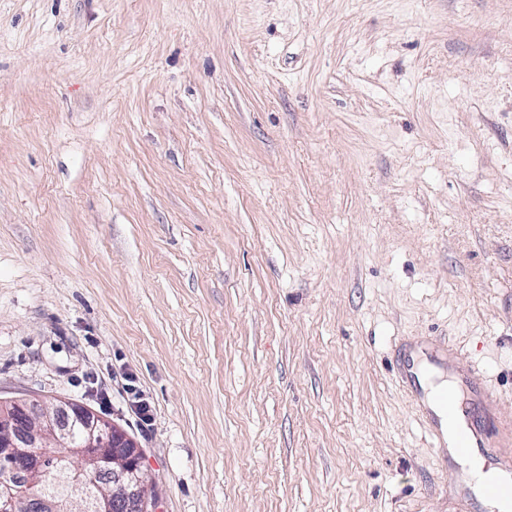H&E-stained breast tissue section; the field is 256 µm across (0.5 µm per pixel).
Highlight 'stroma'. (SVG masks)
<instances>
[{
    "mask_svg": "<svg viewBox=\"0 0 512 512\" xmlns=\"http://www.w3.org/2000/svg\"><path fill=\"white\" fill-rule=\"evenodd\" d=\"M439 337L512 428V0H0V402L157 512H490L396 370ZM19 408V417L12 409L1 412L0 406V458L22 457L32 461L31 473H36L50 445L64 450V454L80 461V469L72 478L61 472L65 481L73 483L72 498L81 503L78 512H112L118 505L122 512H148L150 499L141 465L140 446L123 430L106 429L104 421L90 408L77 402H60L51 409L34 398L13 402ZM31 420L23 437L16 440L12 433ZM75 421L82 424L78 440L74 437ZM137 462V463H136ZM104 472L112 474V484L104 487L95 482ZM93 477L85 483L80 474ZM94 486V490L92 488Z\"/></svg>",
    "mask_w": 512,
    "mask_h": 512,
    "instance_id": "35a3bbf8",
    "label": "stroma"
}]
</instances>
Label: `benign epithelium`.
<instances>
[{"instance_id":"benign-epithelium-1","label":"benign epithelium","mask_w":512,"mask_h":512,"mask_svg":"<svg viewBox=\"0 0 512 512\" xmlns=\"http://www.w3.org/2000/svg\"><path fill=\"white\" fill-rule=\"evenodd\" d=\"M19 417L0 413V458L22 457L33 463L37 472L48 447L61 448L64 454L80 461L79 474L63 475L73 483L79 512H149L150 499L141 465L140 446L119 428L107 429L90 408L77 402H60L45 407L34 398L13 402ZM40 503L42 512H58L49 497L32 496L17 504L11 485L0 477V501L11 512L28 510L31 501Z\"/></svg>"}]
</instances>
